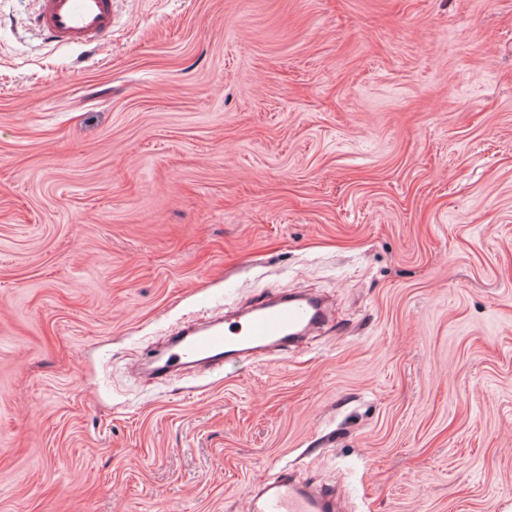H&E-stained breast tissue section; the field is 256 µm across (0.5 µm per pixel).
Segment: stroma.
<instances>
[{
  "label": "stroma",
  "instance_id": "obj_1",
  "mask_svg": "<svg viewBox=\"0 0 512 512\" xmlns=\"http://www.w3.org/2000/svg\"><path fill=\"white\" fill-rule=\"evenodd\" d=\"M0 0V512H512V0ZM330 321L133 378L267 296ZM35 23L58 44L88 48L112 33L113 0H37ZM250 512H335L336 492L314 490L288 478L262 485L252 496Z\"/></svg>",
  "mask_w": 512,
  "mask_h": 512
}]
</instances>
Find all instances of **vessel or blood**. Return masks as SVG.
Wrapping results in <instances>:
<instances>
[{
    "label": "vessel or blood",
    "instance_id": "1",
    "mask_svg": "<svg viewBox=\"0 0 512 512\" xmlns=\"http://www.w3.org/2000/svg\"><path fill=\"white\" fill-rule=\"evenodd\" d=\"M37 27L52 41L85 48L112 31L113 0H37ZM329 318L325 302L311 296L270 297L249 310L177 332L152 352L142 374L162 379L183 368L217 367L254 359L302 338ZM250 512H336V494L280 478L252 496Z\"/></svg>",
    "mask_w": 512,
    "mask_h": 512
}]
</instances>
